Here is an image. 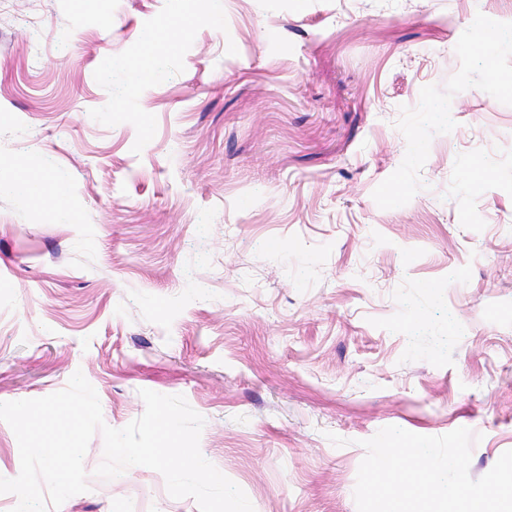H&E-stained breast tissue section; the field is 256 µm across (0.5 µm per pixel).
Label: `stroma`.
Listing matches in <instances>:
<instances>
[{
    "label": "stroma",
    "mask_w": 512,
    "mask_h": 512,
    "mask_svg": "<svg viewBox=\"0 0 512 512\" xmlns=\"http://www.w3.org/2000/svg\"><path fill=\"white\" fill-rule=\"evenodd\" d=\"M21 161L63 211L9 188ZM78 371L116 429L140 390L184 396L254 512H357L390 425L468 428L489 472L512 450V0H0V402ZM102 459L97 434L59 512H199Z\"/></svg>",
    "instance_id": "obj_1"
}]
</instances>
